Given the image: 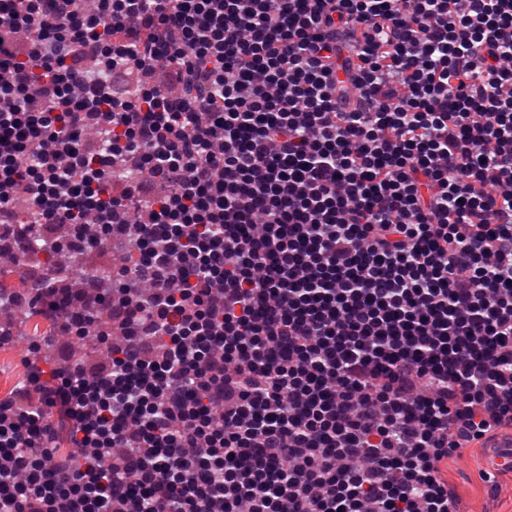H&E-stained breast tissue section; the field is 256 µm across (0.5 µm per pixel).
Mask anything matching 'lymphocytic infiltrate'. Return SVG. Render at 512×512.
Wrapping results in <instances>:
<instances>
[{
	"mask_svg": "<svg viewBox=\"0 0 512 512\" xmlns=\"http://www.w3.org/2000/svg\"><path fill=\"white\" fill-rule=\"evenodd\" d=\"M22 198L0 312L108 357L26 359L0 512H450L512 427V0H0Z\"/></svg>",
	"mask_w": 512,
	"mask_h": 512,
	"instance_id": "1",
	"label": "lymphocytic infiltrate"
}]
</instances>
